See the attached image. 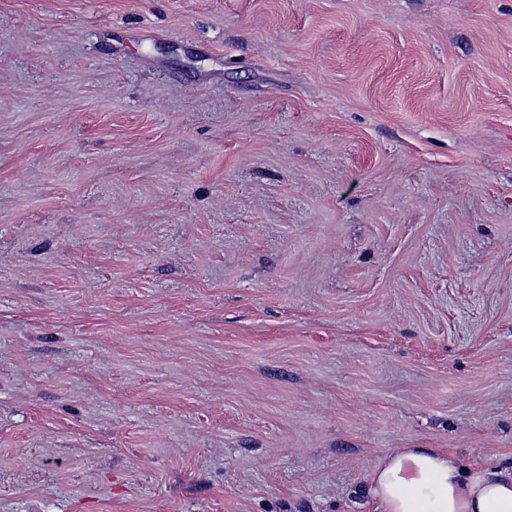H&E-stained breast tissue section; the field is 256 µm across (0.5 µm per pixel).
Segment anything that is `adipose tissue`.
<instances>
[{"label":"adipose tissue","instance_id":"1","mask_svg":"<svg viewBox=\"0 0 512 512\" xmlns=\"http://www.w3.org/2000/svg\"><path fill=\"white\" fill-rule=\"evenodd\" d=\"M375 512H512V464L469 466L437 448H395L371 469Z\"/></svg>","mask_w":512,"mask_h":512}]
</instances>
